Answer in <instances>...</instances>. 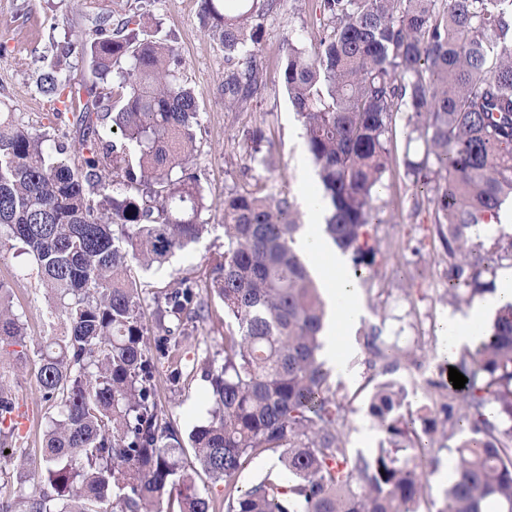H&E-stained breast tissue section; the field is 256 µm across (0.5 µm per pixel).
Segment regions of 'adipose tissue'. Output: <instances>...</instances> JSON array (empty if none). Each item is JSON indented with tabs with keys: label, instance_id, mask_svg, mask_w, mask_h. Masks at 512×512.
Listing matches in <instances>:
<instances>
[{
	"label": "adipose tissue",
	"instance_id": "adipose-tissue-1",
	"mask_svg": "<svg viewBox=\"0 0 512 512\" xmlns=\"http://www.w3.org/2000/svg\"><path fill=\"white\" fill-rule=\"evenodd\" d=\"M307 213L309 220L299 232L295 247L311 263L328 304L329 317L324 330L322 357L336 375L344 377L348 374L349 361L343 351L341 337L347 329L358 324L363 315L361 289L350 272L349 255L336 249L322 232L320 219L324 214V205L320 196L308 199ZM509 301H512V275L502 277L497 291L466 313L449 316V355H456L471 343L479 335L487 316Z\"/></svg>",
	"mask_w": 512,
	"mask_h": 512
}]
</instances>
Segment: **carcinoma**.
Wrapping results in <instances>:
<instances>
[{"label": "carcinoma", "instance_id": "carcinoma-1", "mask_svg": "<svg viewBox=\"0 0 512 512\" xmlns=\"http://www.w3.org/2000/svg\"><path fill=\"white\" fill-rule=\"evenodd\" d=\"M278 2L200 0L207 36L244 64L224 77V105L257 87L263 20ZM316 9L323 36L309 48L287 40L283 79L328 203L324 235L350 254L354 277L376 265L367 227L389 166L384 135L402 105L431 159L411 170L414 183L434 184L448 298L472 303L512 259L511 234L474 233L512 198V0H316ZM88 22L81 60L91 85L70 83L71 41L34 71L54 119L72 121L76 138L23 125L0 106V234L32 256L62 328L28 349L0 287V347H14L18 365L36 355V387L56 409L37 473L17 469L19 495L0 512H148L164 493L178 512H214L154 384L158 363L205 311L200 285L169 283L151 350L132 272V262L160 266L211 230L200 221L203 173L191 169L198 98L179 80L185 61L138 14L97 12ZM124 60L117 86L108 84ZM297 219L286 196L224 200V253L206 285L229 318L224 362L211 373L210 418L189 434L200 469L224 482V512H419L422 455L451 441L447 512H512V426L483 418L492 404L512 423V302L452 363L466 387L434 384L444 402L422 407V430L402 411V388L369 378V412L386 438L371 456L354 452L347 395L319 356L326 310L294 248ZM360 341L383 375L411 361L374 325ZM15 409L1 383L0 458ZM467 428L472 435L455 440ZM269 451L280 453L284 477L239 487L244 466Z\"/></svg>", "mask_w": 512, "mask_h": 512}]
</instances>
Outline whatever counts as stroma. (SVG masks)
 <instances>
[{
    "label": "stroma",
    "mask_w": 512,
    "mask_h": 512,
    "mask_svg": "<svg viewBox=\"0 0 512 512\" xmlns=\"http://www.w3.org/2000/svg\"><path fill=\"white\" fill-rule=\"evenodd\" d=\"M82 0H0V101L23 124L53 126L59 137L73 138L71 128L52 124L53 104L38 93L33 72L40 55L52 54L57 44L81 39L86 24ZM314 0H281L263 22L259 45L261 79L254 94L234 107L224 105L222 84L228 66L224 49L200 28L199 0H149L146 22L159 25L170 44L185 60L182 80L192 87L200 104L197 132L199 150L195 163L205 173L202 181L205 222L209 235L176 252L159 268L138 270L144 289L143 323L154 333V298L169 282L189 277L206 283L212 277L214 260L224 251V200L236 193L258 192L285 195L297 209H304L309 193L319 191L315 166L306 148L304 130L285 88L282 69L287 38L303 45L314 43L324 24ZM256 128L266 139L260 152H253L248 139ZM405 111L393 113L385 133L390 166L375 201L376 219L369 227L370 242L379 254L378 263L361 287L364 314L360 325L377 326L385 344L409 350L414 361L392 373L404 386L403 407L417 410L430 403L437 391L433 384L448 379L444 351L446 325L455 306L444 294L448 265L443 248L430 230L433 223L432 191L413 185L407 162L421 161L425 146L409 137ZM0 286L11 292V306L33 340L50 335L48 309L37 272L27 255L10 241L0 242ZM188 338L173 350L156 375L157 400L182 433L209 418L212 391L203 376L208 362L224 360V305L211 299L203 319L188 329ZM358 330L341 341L350 348L351 380L345 391L351 402L345 433L350 448L371 454L384 439L377 420L367 408L362 387L378 369L368 364L369 355L358 340ZM180 365L181 389L167 381L169 366ZM36 365L14 367L8 355L0 354V383L8 385L23 408L27 427L12 441L13 460L0 462V499L12 498L18 464L35 466L43 446L46 422L52 413L34 386Z\"/></svg>",
    "instance_id": "obj_1"
}]
</instances>
